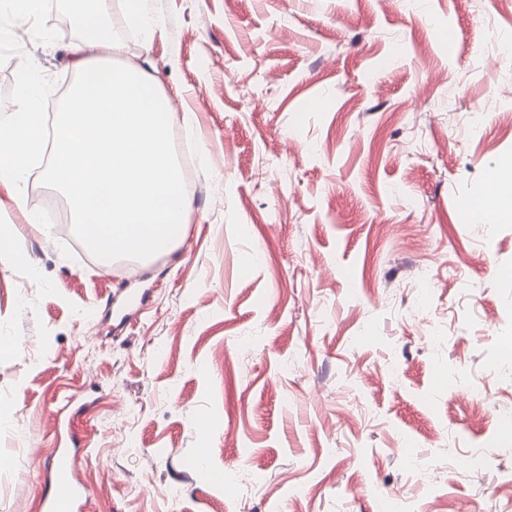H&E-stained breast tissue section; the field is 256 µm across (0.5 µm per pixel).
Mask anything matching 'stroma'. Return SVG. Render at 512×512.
Instances as JSON below:
<instances>
[{
	"label": "stroma",
	"instance_id": "35a3bbf8",
	"mask_svg": "<svg viewBox=\"0 0 512 512\" xmlns=\"http://www.w3.org/2000/svg\"><path fill=\"white\" fill-rule=\"evenodd\" d=\"M151 5L148 49L113 11L116 61L182 91L185 236L115 273L40 170L0 191V512H42L71 431L84 512H512V223L463 216L512 155V0ZM48 24L0 113L21 56L73 85Z\"/></svg>",
	"mask_w": 512,
	"mask_h": 512
}]
</instances>
